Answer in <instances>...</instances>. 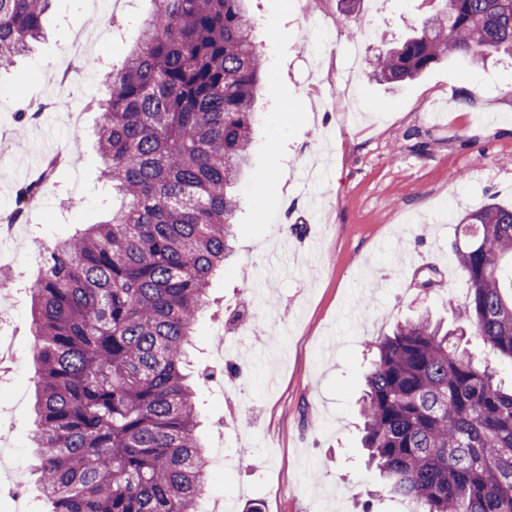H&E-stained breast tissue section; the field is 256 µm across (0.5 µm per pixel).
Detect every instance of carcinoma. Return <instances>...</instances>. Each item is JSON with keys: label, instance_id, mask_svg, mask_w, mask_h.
<instances>
[{"label": "carcinoma", "instance_id": "cac0c4a2", "mask_svg": "<svg viewBox=\"0 0 512 512\" xmlns=\"http://www.w3.org/2000/svg\"><path fill=\"white\" fill-rule=\"evenodd\" d=\"M50 0H0V65L42 36ZM138 39L108 72L100 180L119 203L46 249L25 292L37 338L31 442L49 512H199L209 460L187 372L213 275L232 251L268 69L250 0H148ZM380 54L403 83L442 58L512 57V0H438ZM456 311L512 360V206L466 214ZM428 316L374 342L362 448L380 492L419 512H512V389Z\"/></svg>", "mask_w": 512, "mask_h": 512}]
</instances>
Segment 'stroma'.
<instances>
[{
    "label": "stroma",
    "mask_w": 512,
    "mask_h": 512,
    "mask_svg": "<svg viewBox=\"0 0 512 512\" xmlns=\"http://www.w3.org/2000/svg\"><path fill=\"white\" fill-rule=\"evenodd\" d=\"M436 5L361 0L346 13L337 0H252L270 61L258 106L287 115L288 128L259 135L236 252L212 280L191 352L214 379L198 389L201 442L209 459L228 460L209 492L236 512H401L376 495L360 448L370 344L418 315L452 321L469 288L451 257L458 219L492 199L512 203V59L456 54L395 87L372 76L379 53ZM148 7L52 0L45 37L0 68V208L46 156L69 157L0 260L29 261V233L54 242L107 212L96 103L106 58L126 55ZM78 33L87 43L68 54ZM25 104L43 105L37 121L17 120ZM0 313L11 321L0 332V512H44L31 473L27 295Z\"/></svg>",
    "instance_id": "obj_1"
}]
</instances>
